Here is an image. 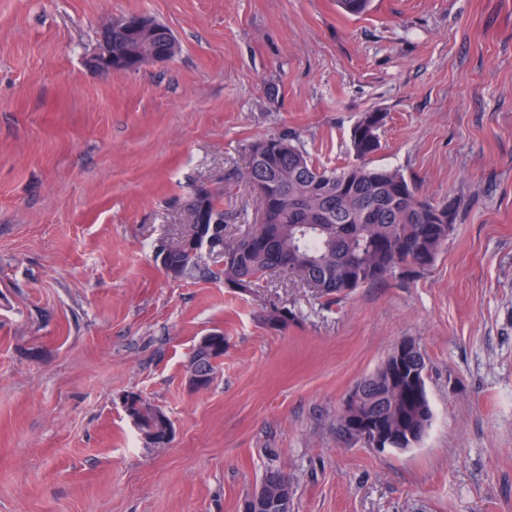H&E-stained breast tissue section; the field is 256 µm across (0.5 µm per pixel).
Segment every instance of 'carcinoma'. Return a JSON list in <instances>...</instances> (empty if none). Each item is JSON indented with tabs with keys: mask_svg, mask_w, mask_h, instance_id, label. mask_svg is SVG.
<instances>
[{
	"mask_svg": "<svg viewBox=\"0 0 512 512\" xmlns=\"http://www.w3.org/2000/svg\"><path fill=\"white\" fill-rule=\"evenodd\" d=\"M131 57L115 62L123 71L144 46L179 52L171 30L152 25V35L139 41L120 35ZM384 116L365 112L350 131L354 160L342 167L313 161L288 134L265 138L270 144L259 158L248 151L242 169L224 177V187L199 185L186 208L197 223L215 232L212 251L224 259V286L249 292L268 276L281 272L313 289L328 303L357 288L396 273H417L434 264L448 241L454 211L448 203L432 202L396 169L371 167L368 159L381 147L379 130ZM244 183L258 194L263 214L261 233L224 239V192ZM202 272L198 256L180 255L178 277ZM295 316L274 308L266 321L285 327ZM224 358V334L213 332L195 346L190 361L205 376V387L215 379ZM427 359L417 344L400 356L393 351L371 375L361 380L356 400L336 418V433L347 442L360 441L359 424L368 421L387 432L386 447L400 450L420 442L433 412L426 388ZM128 416L140 433L152 437L151 448H164L171 421L164 410L138 393Z\"/></svg>",
	"mask_w": 512,
	"mask_h": 512,
	"instance_id": "1",
	"label": "carcinoma"
}]
</instances>
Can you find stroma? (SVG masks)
Returning <instances> with one entry per match:
<instances>
[{
    "label": "stroma",
    "mask_w": 512,
    "mask_h": 512,
    "mask_svg": "<svg viewBox=\"0 0 512 512\" xmlns=\"http://www.w3.org/2000/svg\"><path fill=\"white\" fill-rule=\"evenodd\" d=\"M128 13L180 52L91 75ZM385 115L376 167L456 209L435 264L327 303L274 276L241 293L155 255L194 187L282 131L318 164ZM224 234L260 219L245 184ZM296 314L269 325L271 306ZM224 334L205 391L186 365ZM428 362L413 448L336 437L349 390L396 345ZM170 418L147 447L121 397ZM270 467L292 512H512V0H0V512H240ZM143 16L130 17L122 16L114 23L106 26L100 34V43L97 50L87 59L88 71L93 75L104 76L115 71L112 67V30L122 33H144Z\"/></svg>",
    "instance_id": "35a3bbf8"
}]
</instances>
